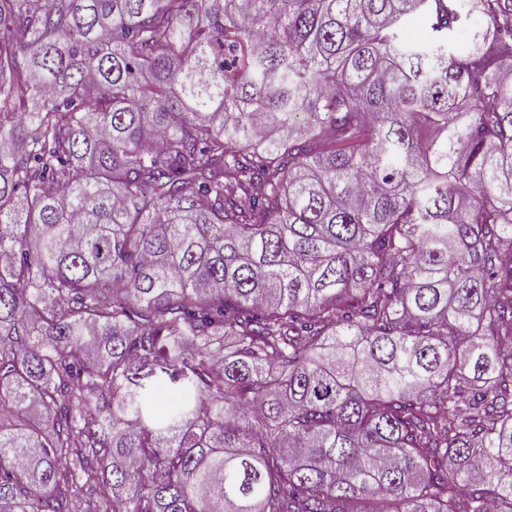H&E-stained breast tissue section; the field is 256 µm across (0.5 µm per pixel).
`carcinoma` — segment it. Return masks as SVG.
Returning <instances> with one entry per match:
<instances>
[{
	"mask_svg": "<svg viewBox=\"0 0 512 512\" xmlns=\"http://www.w3.org/2000/svg\"><path fill=\"white\" fill-rule=\"evenodd\" d=\"M467 15L0 0V512H512V0Z\"/></svg>",
	"mask_w": 512,
	"mask_h": 512,
	"instance_id": "obj_1",
	"label": "carcinoma"
}]
</instances>
